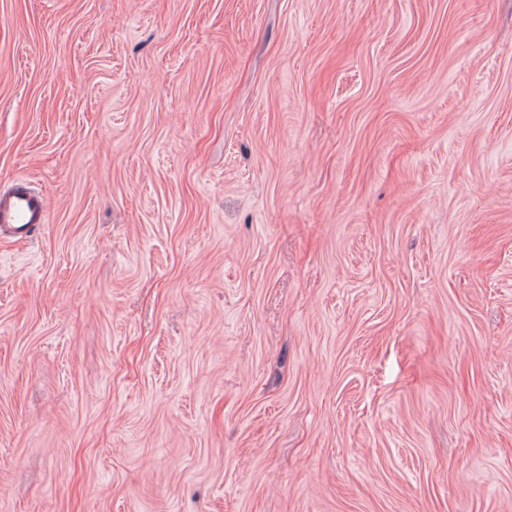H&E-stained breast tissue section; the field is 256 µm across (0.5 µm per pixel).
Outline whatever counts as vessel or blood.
Wrapping results in <instances>:
<instances>
[{
	"mask_svg": "<svg viewBox=\"0 0 512 512\" xmlns=\"http://www.w3.org/2000/svg\"><path fill=\"white\" fill-rule=\"evenodd\" d=\"M48 202L43 192L23 182L0 192V238L23 242L45 224Z\"/></svg>",
	"mask_w": 512,
	"mask_h": 512,
	"instance_id": "obj_1",
	"label": "vessel or blood"
}]
</instances>
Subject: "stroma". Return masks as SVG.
I'll use <instances>...</instances> for the list:
<instances>
[{
	"instance_id": "35a3bbf8",
	"label": "stroma",
	"mask_w": 512,
	"mask_h": 512,
	"mask_svg": "<svg viewBox=\"0 0 512 512\" xmlns=\"http://www.w3.org/2000/svg\"><path fill=\"white\" fill-rule=\"evenodd\" d=\"M0 512H512V0H0ZM48 202L43 192L18 182L0 192V238L23 242L46 224Z\"/></svg>"
}]
</instances>
